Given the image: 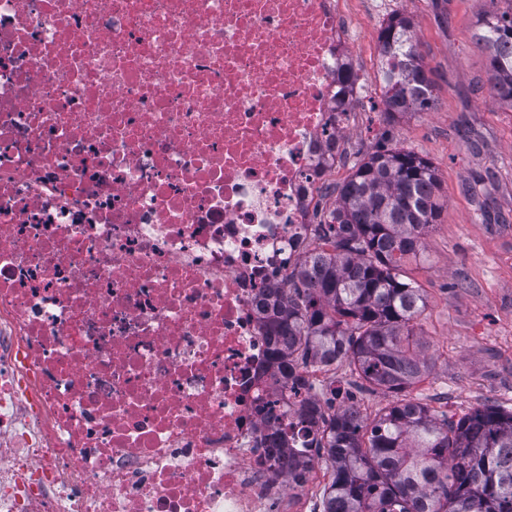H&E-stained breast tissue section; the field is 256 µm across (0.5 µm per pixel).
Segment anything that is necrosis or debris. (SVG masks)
Instances as JSON below:
<instances>
[{
	"mask_svg": "<svg viewBox=\"0 0 512 512\" xmlns=\"http://www.w3.org/2000/svg\"><path fill=\"white\" fill-rule=\"evenodd\" d=\"M340 0H0V512H317L259 300L360 105ZM278 448H285L288 454V461L291 465V470L288 473L289 479H296L298 474L307 469L310 462L315 458L313 454H309L305 449L304 453L295 451L290 445H288L287 436H283L281 444ZM288 479V482H289Z\"/></svg>",
	"mask_w": 512,
	"mask_h": 512,
	"instance_id": "1",
	"label": "necrosis or debris"
}]
</instances>
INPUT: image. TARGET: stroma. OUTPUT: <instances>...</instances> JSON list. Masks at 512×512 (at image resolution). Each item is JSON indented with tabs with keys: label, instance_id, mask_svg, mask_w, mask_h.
<instances>
[{
	"label": "stroma",
	"instance_id": "1",
	"mask_svg": "<svg viewBox=\"0 0 512 512\" xmlns=\"http://www.w3.org/2000/svg\"><path fill=\"white\" fill-rule=\"evenodd\" d=\"M370 3H349L360 32L353 58L370 92L343 145L356 161L391 132L440 180L438 222L421 261L403 267L424 291L416 331L432 369L401 396L456 419L490 405L512 410V110L490 99L487 60L473 45L478 16L512 0H397L395 13L413 21L434 108L392 125L376 107L380 59L368 32L380 18ZM401 396L357 391L355 404L373 416Z\"/></svg>",
	"mask_w": 512,
	"mask_h": 512
}]
</instances>
